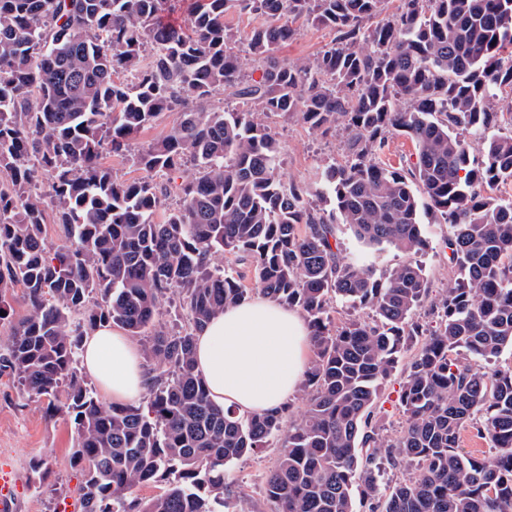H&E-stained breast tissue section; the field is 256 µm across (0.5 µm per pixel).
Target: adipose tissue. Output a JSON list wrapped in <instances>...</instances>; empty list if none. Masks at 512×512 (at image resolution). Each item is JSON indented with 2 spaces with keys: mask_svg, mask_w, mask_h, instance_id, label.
<instances>
[{
  "mask_svg": "<svg viewBox=\"0 0 512 512\" xmlns=\"http://www.w3.org/2000/svg\"><path fill=\"white\" fill-rule=\"evenodd\" d=\"M309 348L303 315L259 293L212 316L196 338L195 369L216 404L240 415L263 414L298 390ZM81 359L113 403L137 400L147 387L140 348L118 326L89 333Z\"/></svg>",
  "mask_w": 512,
  "mask_h": 512,
  "instance_id": "obj_1",
  "label": "adipose tissue"
}]
</instances>
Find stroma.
I'll return each mask as SVG.
<instances>
[{
	"mask_svg": "<svg viewBox=\"0 0 512 512\" xmlns=\"http://www.w3.org/2000/svg\"><path fill=\"white\" fill-rule=\"evenodd\" d=\"M297 27L296 38L278 52L279 59L288 63L312 58L335 37L333 31L309 22H298ZM267 125L282 147L281 175L285 181L319 188L325 165H341L347 159L342 127L322 133L309 129L299 119L286 117L268 118ZM422 232L427 246L412 257L391 246L365 244L349 225L333 227L345 261L365 265L379 276L416 259L428 279L430 294L435 297L448 287L454 275L446 247L449 227L439 214L430 212L423 217ZM420 345L417 337L405 342L399 362L376 402L374 413L385 435H395L404 424L399 391L407 363ZM74 443V426L68 417L51 416L45 402L26 393L12 376L0 374V470H10L18 484L13 512H61L62 504L74 502L73 490L80 480L79 471L71 463ZM279 453L278 447L271 446L229 465L224 470L225 487L246 499L257 512H278L277 505L265 497L264 477ZM36 464L41 467V484L37 487L32 484V467Z\"/></svg>",
	"mask_w": 512,
	"mask_h": 512,
	"instance_id": "stroma-1",
	"label": "stroma"
}]
</instances>
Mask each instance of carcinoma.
Returning a JSON list of instances; mask_svg holds the SVG:
<instances>
[{"label": "carcinoma", "instance_id": "1", "mask_svg": "<svg viewBox=\"0 0 512 512\" xmlns=\"http://www.w3.org/2000/svg\"><path fill=\"white\" fill-rule=\"evenodd\" d=\"M171 2L0 0V298L21 285L30 306L0 373L73 420L80 512H250L224 495V468L277 440L292 406L238 416L195 372L196 333L252 292L219 253L250 261L258 292L311 330L305 409L264 481L279 512H357L356 494L365 512H512V368L467 363L512 349V199L477 191L512 181V132L494 133L493 105L512 85V59L497 58L512 47V0H401L382 20L384 0H191L186 31L163 22ZM233 11L264 17L248 41L257 78L224 23ZM301 18L336 37L284 62ZM218 89L247 109L213 106ZM165 112L179 121L134 155L143 177L102 165ZM271 115L343 125L348 160L326 168L323 189L283 181ZM390 133L415 144L405 171L375 162ZM188 164L196 176L177 182ZM172 189L176 205L159 212ZM49 208L62 245L44 235ZM423 209L449 225L457 269L434 325L413 320L429 296L418 264L377 277L331 242L347 224L417 254ZM171 295L186 318L173 333L161 321ZM335 301L369 315L335 328ZM102 323L142 341L138 406L102 403L82 371L83 339ZM406 336L422 343L400 389L404 426L386 438L374 406ZM466 429L496 454L464 452ZM383 461L418 473L384 485ZM150 485L160 493L138 494Z\"/></svg>", "mask_w": 512, "mask_h": 512}]
</instances>
